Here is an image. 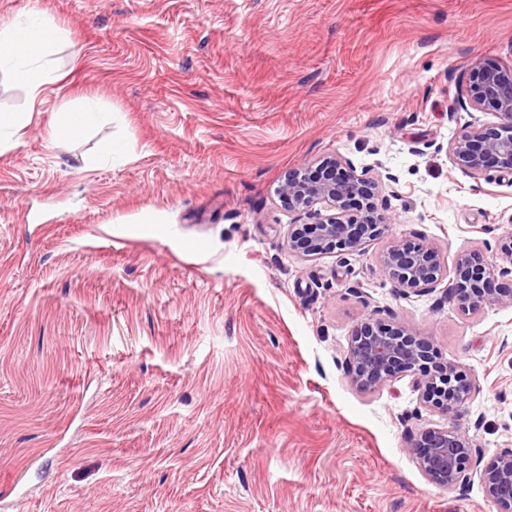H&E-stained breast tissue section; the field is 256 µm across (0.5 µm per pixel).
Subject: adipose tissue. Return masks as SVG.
Listing matches in <instances>:
<instances>
[{
    "label": "adipose tissue",
    "instance_id": "ef3b65f1",
    "mask_svg": "<svg viewBox=\"0 0 512 512\" xmlns=\"http://www.w3.org/2000/svg\"><path fill=\"white\" fill-rule=\"evenodd\" d=\"M63 37L61 27L37 12L0 27V70L26 88L31 103L24 111L0 113V154L10 149L14 136L29 126L33 106L42 103L48 90L59 82L47 56ZM100 117L97 100L84 98L79 105L59 113L49 127V139L56 142L76 136Z\"/></svg>",
    "mask_w": 512,
    "mask_h": 512
}]
</instances>
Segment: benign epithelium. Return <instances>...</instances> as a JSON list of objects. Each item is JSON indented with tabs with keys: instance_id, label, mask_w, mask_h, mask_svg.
<instances>
[{
	"instance_id": "obj_1",
	"label": "benign epithelium",
	"mask_w": 512,
	"mask_h": 512,
	"mask_svg": "<svg viewBox=\"0 0 512 512\" xmlns=\"http://www.w3.org/2000/svg\"><path fill=\"white\" fill-rule=\"evenodd\" d=\"M461 103L473 109L490 107L500 122L468 124L449 144L455 167L474 180L492 171L512 174V67L475 62ZM392 181L389 173L371 168L359 172L352 161L337 156L289 170L277 189L280 201L296 214L288 225V251L309 260L363 253L388 229L390 206L380 211L375 200ZM319 205L334 213H321ZM379 271L405 297L434 290L445 277L438 249L411 239L389 246L380 256ZM509 275L512 268L497 270L475 253L464 254L457 260L449 293L465 314L484 305L511 306L512 286L492 287L495 279ZM348 363L351 382L364 391L379 389L402 374L416 376L425 402L441 411L465 403L475 390L470 373L442 361L428 338L401 322L372 316L361 321L351 334ZM411 451L429 479L446 490L465 486L468 463L482 465L487 497L499 512H512V451L486 459L467 432L448 427L418 429Z\"/></svg>"
}]
</instances>
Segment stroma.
<instances>
[{
	"label": "stroma",
	"mask_w": 512,
	"mask_h": 512,
	"mask_svg": "<svg viewBox=\"0 0 512 512\" xmlns=\"http://www.w3.org/2000/svg\"><path fill=\"white\" fill-rule=\"evenodd\" d=\"M67 31L65 78L0 154V512H497L479 476L448 491L410 449L455 427L512 449V306L463 314L457 259L505 264L512 175L476 181L450 140L476 60L512 67V0H0ZM100 122L51 143L83 95ZM124 158L87 166L101 141ZM339 155L394 175L364 254L286 245L277 188ZM438 248L404 297L377 259ZM428 337L477 388L441 412L402 375L363 391L355 327ZM379 271L405 297L435 290L446 274L438 249L411 239L389 246L380 256Z\"/></svg>",
	"instance_id": "stroma-1"
}]
</instances>
